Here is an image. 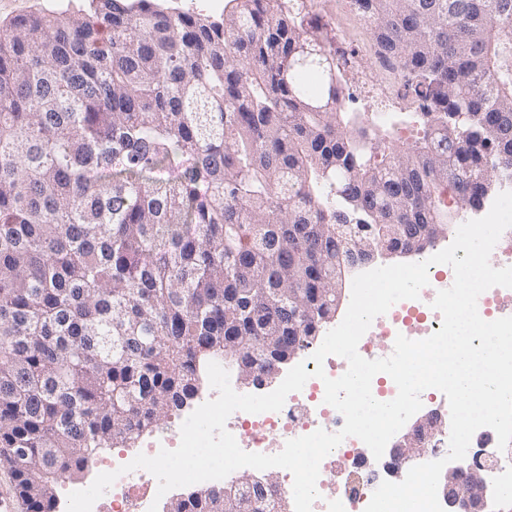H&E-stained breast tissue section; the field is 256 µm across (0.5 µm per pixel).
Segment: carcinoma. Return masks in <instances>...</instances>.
Listing matches in <instances>:
<instances>
[{"label": "carcinoma", "instance_id": "carcinoma-1", "mask_svg": "<svg viewBox=\"0 0 512 512\" xmlns=\"http://www.w3.org/2000/svg\"><path fill=\"white\" fill-rule=\"evenodd\" d=\"M273 2L51 3L0 26V466L28 512L180 412L209 362L259 371L317 341L338 248L446 238L448 198L468 208L490 166L512 179L492 120L512 115V0H354L419 105L413 149L342 111L330 32ZM276 508L236 479L166 512Z\"/></svg>", "mask_w": 512, "mask_h": 512}]
</instances>
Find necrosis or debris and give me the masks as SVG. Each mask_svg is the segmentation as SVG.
<instances>
[{"label":"necrosis or debris","mask_w":512,"mask_h":512,"mask_svg":"<svg viewBox=\"0 0 512 512\" xmlns=\"http://www.w3.org/2000/svg\"><path fill=\"white\" fill-rule=\"evenodd\" d=\"M429 283L418 299L395 303L387 313L376 317L365 336L358 343L359 354L368 360L379 353L371 347L370 339L379 336L385 340L386 350H393L397 336L422 340L441 328V314L432 303L438 291L454 281V272L444 264L432 265L428 271ZM314 346L304 349L305 364L311 377L302 390L287 396L280 411L259 414L234 412L226 427L241 449L251 453L273 455L279 453L288 440L322 429L327 432L342 428L344 418L334 407L325 404V387L313 372L316 364L311 356ZM370 449L358 438H346L326 456L319 469L317 490L320 494L312 512H365L373 492L391 471V462L381 469L367 466ZM137 483H130L128 475L120 474L114 484L93 505L92 512H148L153 503L158 481L148 471L137 470Z\"/></svg>","instance_id":"4bbe7bcc"}]
</instances>
